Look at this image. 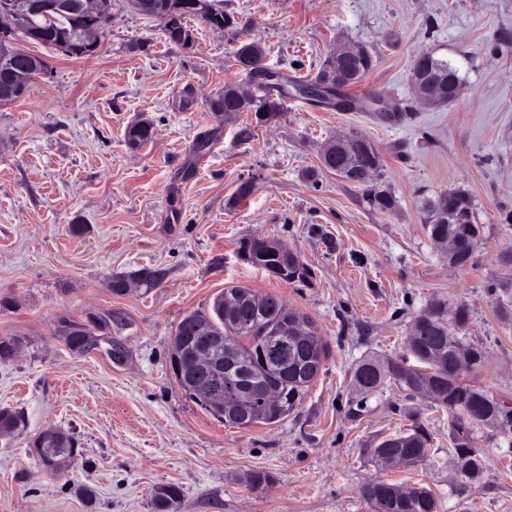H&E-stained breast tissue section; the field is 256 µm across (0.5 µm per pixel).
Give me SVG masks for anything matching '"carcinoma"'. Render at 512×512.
<instances>
[{
  "label": "carcinoma",
  "instance_id": "obj_1",
  "mask_svg": "<svg viewBox=\"0 0 512 512\" xmlns=\"http://www.w3.org/2000/svg\"><path fill=\"white\" fill-rule=\"evenodd\" d=\"M51 8L35 17V24L13 36L14 47L8 56L0 55V90L9 80L15 64L20 60L31 61L29 79L45 74L43 60L28 51L26 44L35 43L54 50L63 49L69 57H89L97 48L82 39L83 32L95 25L97 19L91 16L87 0H45ZM133 8L140 14L161 21L163 33L170 42L185 45L191 39V30L186 20L195 19L208 24L211 28L224 29L233 24L232 17L224 12V0H130ZM178 12L181 23L175 24L169 19L171 12ZM374 66L372 55L364 51L358 59L349 63V68L358 78L327 91V94L344 95V90L357 84ZM431 69L449 84L464 91L465 84L459 67L446 59L431 58ZM266 69L258 65L245 73V81L256 86L264 95L253 98L248 110L258 118L271 117L281 111L282 103L269 99L271 90H276L280 98L288 97L287 86L266 82ZM234 85L224 86V91L210 99L212 112H224L233 107L228 95ZM151 124L140 121L128 129L127 140L132 148L139 147L150 140ZM381 157L373 145L353 141L347 154V164L342 172L354 171L353 184H365L361 172L367 168L378 169ZM369 207L380 213L389 214L397 207V198L387 189L374 187L365 194ZM422 209L426 213V230L431 241L440 238H452L458 245L459 268L472 264L471 251L481 238L480 225L474 222L473 203L464 192L450 190L436 198L423 200ZM249 261L282 278L280 260L269 254L264 238L258 235L246 237L240 241ZM241 293L238 307L219 318L214 310L193 311L186 314L176 325L171 346H176L185 338L188 325L193 320L209 322L213 327L224 331V355L229 357L240 352L251 356L252 385L261 389L274 380L264 354L265 339L269 332L282 325L290 316H297L305 324L311 321L304 314L288 309L284 299L273 293L258 292L236 286ZM469 309L456 308L453 327H448V304L434 301L421 310L411 322V336L407 342L408 350L424 368L422 374L432 378L438 396L435 404L448 410L450 417V436L455 457L461 461V477L465 483L475 485L481 482L485 459L480 449L474 445L476 433L487 427V419L496 420V427L502 432L512 433V406H508L491 392L477 387L464 378V371L458 368L457 352L463 347L457 331L469 321ZM326 357V346L317 332L307 342L299 346L293 356L291 378L285 380L280 403L268 405L261 415L244 424L248 428L255 424H274L286 418L303 401L309 385L318 376ZM354 382L359 391L367 396L378 391L389 382L410 393L416 391L418 378L409 374V367L396 360L369 358L361 361L354 371ZM23 422L18 411L0 410V433H9ZM429 438L419 426L408 433L393 435L371 450L374 460L382 453H393L400 457L405 466L424 464L429 460ZM39 456L44 459L69 457L79 454L77 440L61 430H49L40 434L34 441ZM398 485L388 480L377 479L362 490V495L377 512H437V501L433 493L425 488H415L411 493L398 497ZM181 489L175 485H162L154 492L157 512H169L181 498Z\"/></svg>",
  "mask_w": 512,
  "mask_h": 512
}]
</instances>
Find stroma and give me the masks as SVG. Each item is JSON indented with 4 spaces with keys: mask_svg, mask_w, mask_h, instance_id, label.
Masks as SVG:
<instances>
[{
    "mask_svg": "<svg viewBox=\"0 0 512 512\" xmlns=\"http://www.w3.org/2000/svg\"><path fill=\"white\" fill-rule=\"evenodd\" d=\"M224 10L231 27L190 22L180 46L112 0L95 55L31 45L47 74L0 106V340L20 343L0 364V409L25 416L0 436V512H154L161 485L182 491L172 512H376L360 489L377 477L429 489L438 512H512V436L478 431L486 470L469 487L446 410L391 385L364 397L353 383L364 357L402 355L412 317L442 299L469 307L464 340L487 355L469 380L512 402V0H224ZM246 38L292 79L316 76L340 42L365 47L375 67L349 110L292 94L265 121L210 111L209 98L240 80L232 52ZM423 51L460 66L462 98L418 101L410 72ZM371 98L408 114L384 121ZM140 120L153 137L133 150L126 132ZM348 132L378 148L375 182L396 197L394 212L371 210L362 186L322 166L324 145ZM245 182L252 191L237 200ZM451 188L470 196L482 227L463 270L429 240L418 206ZM252 234L297 253L308 281L245 260L239 241ZM145 268L152 283L134 279ZM118 273L134 279L122 295L109 288ZM231 285L280 295L326 345L280 423L224 425L170 367L176 325ZM65 325L99 349L70 351ZM416 423L431 437L430 462L377 470L370 449ZM49 428L81 450L56 476L33 448ZM255 470L272 483L248 487Z\"/></svg>",
    "mask_w": 512,
    "mask_h": 512,
    "instance_id": "stroma-1",
    "label": "stroma"
}]
</instances>
